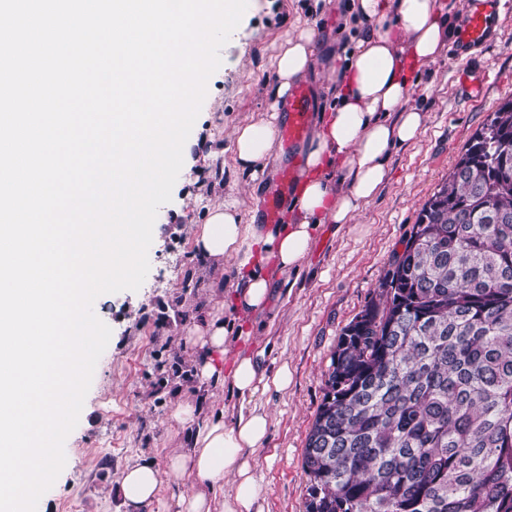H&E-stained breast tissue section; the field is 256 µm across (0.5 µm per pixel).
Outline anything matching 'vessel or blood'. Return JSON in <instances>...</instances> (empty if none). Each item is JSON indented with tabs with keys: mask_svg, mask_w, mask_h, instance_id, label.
Instances as JSON below:
<instances>
[{
	"mask_svg": "<svg viewBox=\"0 0 512 512\" xmlns=\"http://www.w3.org/2000/svg\"><path fill=\"white\" fill-rule=\"evenodd\" d=\"M512 11V0H489L486 7L466 12L460 41L453 51V59L459 65V80L470 92L476 93L485 78L484 73H470L468 52L471 48L489 43L493 38L491 17L498 11ZM313 96L305 84L294 86L288 97V117L279 130L278 142L288 153H295L308 133ZM297 178L296 165H289L280 174V182L261 204V221L277 223L283 208L294 189Z\"/></svg>",
	"mask_w": 512,
	"mask_h": 512,
	"instance_id": "obj_1",
	"label": "vessel or blood"
}]
</instances>
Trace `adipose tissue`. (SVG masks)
Segmentation results:
<instances>
[{"label":"adipose tissue","mask_w":512,"mask_h":512,"mask_svg":"<svg viewBox=\"0 0 512 512\" xmlns=\"http://www.w3.org/2000/svg\"><path fill=\"white\" fill-rule=\"evenodd\" d=\"M364 29L341 67H330L324 92L327 116L313 131L305 151L301 183L285 224H256L237 201L213 205L194 238L209 278V310L188 332L197 390L229 392L231 409L203 410L178 403L172 415L187 437L170 454L167 472L152 462L123 469L116 487L124 512H146L162 481L172 486L171 512H261L260 488L251 459L266 445L270 415L255 401L258 393L287 389V368L268 373L259 353L234 350V316L259 318L274 306V280L297 272L323 224H347L377 194L394 149L421 134L424 114L409 104L418 84L413 65L435 61L453 40L458 20L437 0H352ZM322 44L321 33L306 26L286 34L275 57L277 79L267 88L274 108L266 119L235 126L234 164L253 184L266 178L281 115L296 82L310 71ZM233 279H225V270ZM232 356L224 372L216 356ZM231 481L232 492L217 490Z\"/></svg>","instance_id":"ef3b65f1"}]
</instances>
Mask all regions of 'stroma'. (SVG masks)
Masks as SVG:
<instances>
[{
    "label": "stroma",
    "mask_w": 512,
    "mask_h": 512,
    "mask_svg": "<svg viewBox=\"0 0 512 512\" xmlns=\"http://www.w3.org/2000/svg\"><path fill=\"white\" fill-rule=\"evenodd\" d=\"M315 25L323 46L307 85L315 112L326 107L316 79L330 52L352 47L362 30L350 0H249L222 63L207 81L200 113L183 148L184 164L171 202L158 210L148 250L150 268L139 290L100 295L95 315L111 330L76 427L64 442L67 462L41 497L37 512H123L115 491L120 471L145 460L167 470L178 441L170 417L179 399L195 389L186 330L202 323L208 278L193 245L208 207L233 196L250 211L248 177L236 172L231 136L247 119L268 116L270 66L283 36L296 25ZM495 37L472 48L469 66L485 71L479 97L455 76L450 52L420 71L430 94L414 92L411 103L426 114L421 136L393 153L378 195L348 224H324L296 280L275 283V309L252 328L247 350H264L269 369L287 367V390L258 395L272 417L268 443L253 456L261 485L262 512H305L309 477L302 456L306 436L323 397L331 352L342 329L375 298L378 284L425 201L454 166L489 112L512 98V13L492 19ZM211 148L199 153L197 143ZM196 286L182 293L184 281Z\"/></svg>",
    "instance_id": "1"
}]
</instances>
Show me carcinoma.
<instances>
[{"label":"carcinoma","mask_w":512,"mask_h":512,"mask_svg":"<svg viewBox=\"0 0 512 512\" xmlns=\"http://www.w3.org/2000/svg\"><path fill=\"white\" fill-rule=\"evenodd\" d=\"M305 512H512V100L343 328L306 438Z\"/></svg>","instance_id":"obj_1"}]
</instances>
